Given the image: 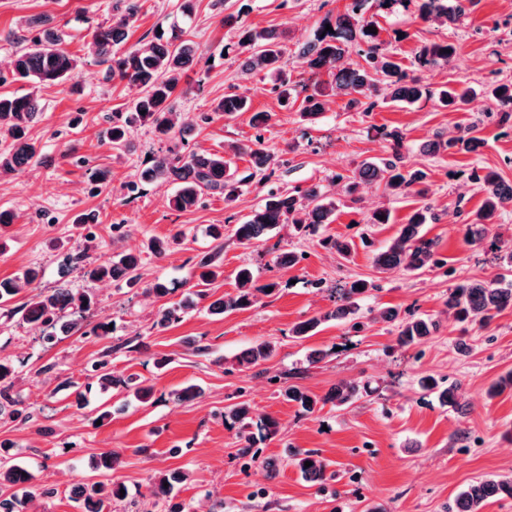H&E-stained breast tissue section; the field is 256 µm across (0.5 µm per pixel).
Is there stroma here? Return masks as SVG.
Wrapping results in <instances>:
<instances>
[{"label":"stroma","mask_w":512,"mask_h":512,"mask_svg":"<svg viewBox=\"0 0 512 512\" xmlns=\"http://www.w3.org/2000/svg\"><path fill=\"white\" fill-rule=\"evenodd\" d=\"M114 2L0 0V72L9 71L35 19L42 27L63 31L65 49L80 61L71 87L0 84V94L33 92L43 105L28 129L41 151L40 162L19 173L0 174V207L16 215L13 224L0 229L8 243L0 253V281L37 268L39 290L71 283L98 301L87 314L89 322L109 317L117 326L109 338L77 332L47 345L40 327L0 320V360L15 364L11 394L30 415L26 421L0 415V442L10 443L12 456L33 466L32 512H79L72 485L106 480L127 490L112 512H136L148 500L153 480L175 470L188 475L177 487V499L189 512H446L480 476L512 474V393L494 399L485 395L494 379L512 370V307L487 327L465 328L444 305L456 283L489 279L497 272L488 243L465 240L467 217L482 201L470 174L494 169L512 182V129L504 130L489 117L491 101L480 93L461 110L430 100L365 112L348 107L346 97L331 95L319 121L308 122L300 115L304 98L328 76L311 72L295 53L325 21L344 12L348 0H226L221 7L215 0H197L192 19L184 23L202 58L180 80L172 99L173 119L189 125L190 149L221 154L259 137L276 164L270 182L245 184L232 205L211 197L196 210L177 212L168 205L171 186L139 180L161 147L149 127L129 126L124 150L104 140L105 130L123 122L140 95L137 86L109 79L93 54L91 32L97 23L113 19ZM179 2L138 0L128 44L143 45L158 32H169L172 23L182 21ZM365 11L377 26L379 41L407 72L416 71L415 55L422 45L456 47L451 63L420 72L426 83L482 90L512 82V0H477L452 26L442 18L420 20L410 6L381 10L376 0H368ZM235 13L246 26L283 31L294 88L290 105H280L265 72L242 75L236 56L224 55L225 44L237 40L224 17ZM228 92L248 97L250 112L231 118L213 114L215 102ZM254 111L272 113L266 130L252 127ZM470 126L483 140L477 151L421 153V144L436 135L450 137ZM393 130L404 136L406 166L427 174L429 199L439 218L422 232L436 242L445 267L378 272L376 251L389 245L420 201L372 186L354 202L335 183L336 174L351 173L364 160L391 158L387 134ZM97 169L111 177L98 192L90 183ZM133 181L140 189L131 194L126 186ZM312 184L335 200L333 223L307 237L284 225L268 240L251 245L225 234L223 274L207 286L206 298L197 300L181 322L157 326L159 311L188 293L193 258L211 249L208 225L241 222L260 207L269 186ZM379 208L391 211L392 223H369ZM88 212L97 216L90 244L78 223ZM325 236L352 239L351 256L323 248L319 240ZM152 237L169 240L165 256L147 254ZM82 248L97 261L115 250L141 255L139 285L83 276L66 261ZM284 251L300 253L299 263L277 266L273 258ZM244 265L252 267L257 284L275 283V291L257 294L247 308L209 315V302L236 293V273ZM158 277L175 283V291L162 298L149 294V283ZM355 279L377 285L364 299L363 312L394 309L405 318L430 316L439 320L438 332L416 349L400 347L395 325L379 319L356 335L333 320L306 339L290 336L295 323L333 310L332 288ZM121 339L135 340L138 349H117ZM259 340L276 343L275 356L255 367L239 366L238 356ZM461 340L470 345L469 354L458 353ZM104 358L115 374L147 379L155 391L152 403L95 388L87 406L76 409L70 383H86L92 365ZM425 375L461 384L466 408L441 405L423 392L418 380ZM350 380L369 382L373 393L345 409L328 403L305 414L282 396L284 388L294 385L321 398L336 383ZM190 385L201 388L200 397L171 400V391ZM236 403L247 404L253 419L279 423L275 436L256 442L252 458L240 455L242 441L224 424L225 407ZM103 410L109 411L108 419H100ZM460 431L465 434L461 440L456 437ZM288 447L317 452L327 464L325 481H310L286 460ZM105 452L117 457L109 473L94 468Z\"/></svg>","instance_id":"1"}]
</instances>
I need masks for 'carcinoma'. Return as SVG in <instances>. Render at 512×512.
Returning a JSON list of instances; mask_svg holds the SVG:
<instances>
[{"mask_svg": "<svg viewBox=\"0 0 512 512\" xmlns=\"http://www.w3.org/2000/svg\"><path fill=\"white\" fill-rule=\"evenodd\" d=\"M124 9L119 18L107 25H99L92 32V41L97 62L107 66L112 76L127 80L142 89L141 96L134 102L127 122L141 123L151 127L161 140L169 141L165 150L153 155L151 164L145 168L141 178L147 182L174 185L169 198V206L177 212H187L201 207L209 197L222 196L224 203L234 202L240 187L256 176L268 181L269 171L275 165L274 156L262 147L261 137H256L253 145L235 146L222 155L202 153L187 149L185 132H176L172 119L171 98L185 70L197 59V48L189 40L176 34L168 39L155 38L145 48L131 46L120 53L114 47L126 43L128 27L136 16L138 6L135 0H121ZM366 0H350L345 12L336 15L328 22L333 32L320 29L314 39L305 44L298 57L316 71H326L330 76L328 84L337 95L348 97V105L365 106L370 111L378 105L379 91L386 92V99L392 103L414 104L422 99L435 98L444 107L458 109L469 103L472 89L455 88L448 85L434 88L421 77L409 74L394 59L392 53L377 42V35L370 32L373 21L365 16ZM475 0H416L417 17L427 20L443 17L454 24L470 11ZM238 45L245 48V56L239 68L249 75L255 70H264L278 75L274 91L281 98H288V79L284 72L286 48L282 34L273 29L239 28ZM61 34L45 29L38 32L27 45L19 50L11 63V73L15 79L31 80L41 85H61L72 79L79 67V61L62 48ZM359 47L365 64L356 66L344 64V58L353 47ZM456 55L454 45L447 42H433L420 48L415 63L420 70H430L446 65ZM495 111L500 113L499 121L505 123L512 118V82L499 84L491 90ZM323 90L315 88L304 99L302 116L309 121L316 120L324 111L321 99ZM249 110L247 100L236 94L226 93L213 108L216 113L232 117ZM42 105L33 94L0 95V141L6 146L0 149V173H16L25 170L38 161L40 153L26 135L34 123ZM481 143V138L469 129L463 134L445 139L441 136L423 148L429 155H438L451 149L470 152ZM245 154L250 157L252 172L242 175L235 165V158ZM427 175L421 169L405 166L399 151L392 158L379 164L362 163L352 174L336 175V181L343 183L345 192L352 196L363 186L384 185L388 189L413 193L426 200L423 206L415 209L407 223L401 225L398 235L386 247L375 254L374 264L382 272L395 269L420 270L424 267H442L445 260L439 258L433 240L421 235V227L436 219L433 205L427 202L429 187ZM484 194L480 208L467 218V238L482 242L488 233V226L498 223L501 215L512 209V184L495 170L484 174H472ZM336 203L329 199L323 188L312 184L304 189H268L264 203L243 223L234 227L235 239L244 245L262 240L281 224L291 223L304 233H310L319 224L334 221ZM209 236L215 242L214 249L198 257L192 269L197 285H207L222 274L219 262L223 243L224 225L209 226ZM89 248L85 247L71 257L75 264H83L84 274L92 280H123L134 286L140 281L141 257L132 253L115 252L112 258L98 264L88 262ZM497 267L502 273L490 279L466 280L450 289L446 307L461 323L488 325L505 308L512 306V246L499 248L496 256ZM39 279V271L27 268L11 280L0 283V309L5 317L15 316L24 323H31L48 329L43 339L50 342L58 331L77 330L84 336L104 338L112 329L110 322H84V313L91 310L92 298L73 288H56L50 293L33 295L18 306H10L11 300L20 292L32 287ZM238 292L209 305L212 315H221L245 308L252 303L254 292L266 291L277 284L256 285L253 272L248 267L238 270ZM377 285L365 280H353L339 289V303L322 315L294 324L291 335L303 339L315 333L317 328L329 320H343L349 329L358 333L365 327L360 315L361 296ZM187 306L179 304L164 308L160 312L157 325L166 327L181 321ZM71 312L75 318L64 320L65 313ZM379 317L386 322H398L397 341L402 346L421 343L439 328V322L432 318H412L397 321L398 313L385 310ZM275 345L268 340L256 342L245 350L237 363L243 367L258 366L270 360ZM15 367L8 362H0V398L14 406L16 402L9 394ZM101 390L116 389L128 391L141 403L149 402L154 394L153 386L135 375L118 376L103 370L96 374ZM419 386L426 392L437 395L444 406L462 409L466 406L457 384L440 387L431 377H423ZM512 392V371L500 375L487 389L490 398L505 392ZM370 384L362 381H342L319 399L297 386L284 389L282 396L296 403L302 411L311 413L321 402H333L338 407L348 406L370 395ZM224 423L238 426V436L246 442L240 449L243 456L251 453L255 442L256 428L259 433L272 436L277 433V421L266 418L252 422L249 408L243 404H233L224 408ZM8 445L0 443V512H24L32 500L27 490L33 473L26 466L17 463L9 453ZM290 457L300 471L312 481L325 479L326 463L312 451L293 449ZM312 465L307 467L305 462ZM186 480V474L172 472L161 476L153 485L150 495L151 505L162 502L167 512H186V506L172 502L170 493L174 485ZM123 486L110 482H95L79 485L74 489L75 502L83 512H112V503L122 500ZM512 498V476L487 474L471 483L454 500L452 512H480L481 507L491 499Z\"/></svg>", "mask_w": 512, "mask_h": 512, "instance_id": "obj_1", "label": "carcinoma"}]
</instances>
